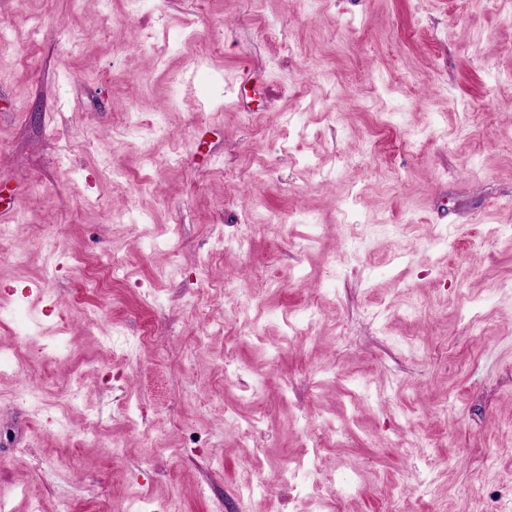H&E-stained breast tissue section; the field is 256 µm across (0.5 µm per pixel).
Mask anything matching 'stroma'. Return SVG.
<instances>
[{
  "mask_svg": "<svg viewBox=\"0 0 512 512\" xmlns=\"http://www.w3.org/2000/svg\"><path fill=\"white\" fill-rule=\"evenodd\" d=\"M0 207L9 512H512V25L484 0H0ZM118 271L119 265L114 261L112 262V267L108 264L95 265L85 274V280L94 288H108L111 284L112 278L116 276Z\"/></svg>",
  "mask_w": 512,
  "mask_h": 512,
  "instance_id": "obj_1",
  "label": "stroma"
}]
</instances>
